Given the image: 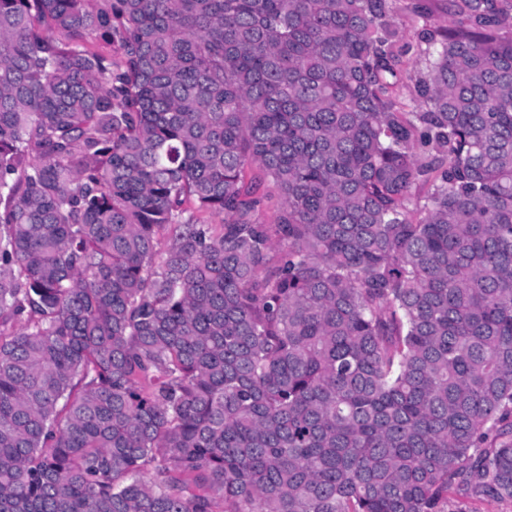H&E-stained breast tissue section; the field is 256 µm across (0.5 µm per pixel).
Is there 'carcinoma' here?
Here are the masks:
<instances>
[{"instance_id":"cac0c4a2","label":"carcinoma","mask_w":512,"mask_h":512,"mask_svg":"<svg viewBox=\"0 0 512 512\" xmlns=\"http://www.w3.org/2000/svg\"><path fill=\"white\" fill-rule=\"evenodd\" d=\"M89 2L0 0V512L512 499V13L402 112L389 0Z\"/></svg>"}]
</instances>
